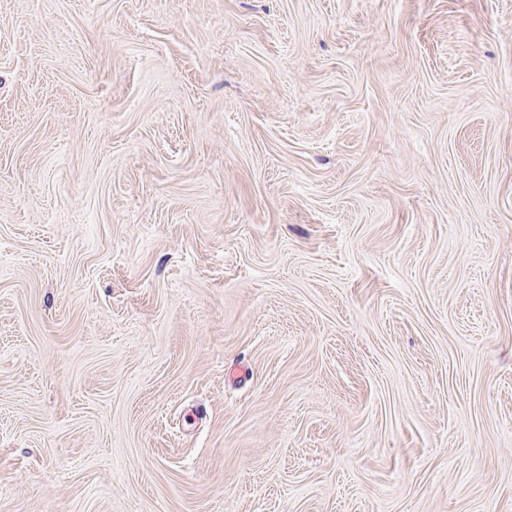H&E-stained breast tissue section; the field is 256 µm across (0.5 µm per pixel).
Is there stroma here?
I'll use <instances>...</instances> for the list:
<instances>
[{
    "mask_svg": "<svg viewBox=\"0 0 512 512\" xmlns=\"http://www.w3.org/2000/svg\"><path fill=\"white\" fill-rule=\"evenodd\" d=\"M0 512H512V0H0Z\"/></svg>",
    "mask_w": 512,
    "mask_h": 512,
    "instance_id": "1",
    "label": "stroma"
}]
</instances>
